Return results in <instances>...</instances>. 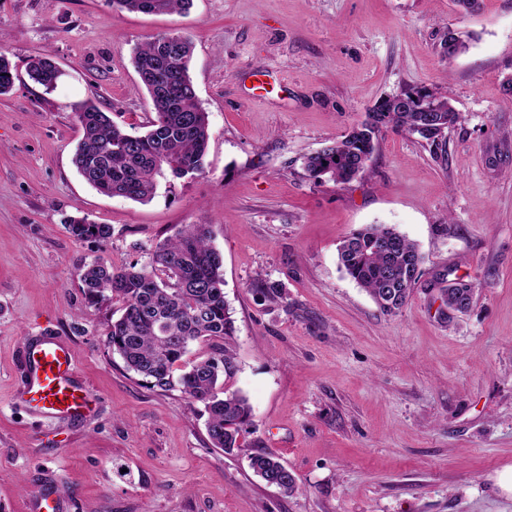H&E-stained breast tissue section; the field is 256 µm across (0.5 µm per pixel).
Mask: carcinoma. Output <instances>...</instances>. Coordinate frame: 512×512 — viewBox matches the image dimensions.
<instances>
[{
  "mask_svg": "<svg viewBox=\"0 0 512 512\" xmlns=\"http://www.w3.org/2000/svg\"><path fill=\"white\" fill-rule=\"evenodd\" d=\"M121 11L162 14L189 9L192 0H109ZM193 43L182 35L161 33L136 47L133 65L146 88L153 116L143 133H129L96 103L76 105L83 136L72 164L99 193L137 202L151 200L161 178L203 173L209 143V115L198 99L190 76ZM26 71L45 91L61 77L48 57H34ZM15 68L0 54V95L14 86ZM458 120L441 89L411 88L385 96L367 118L342 139L305 158L310 179L346 184L368 170L376 146L388 131L427 144H437ZM71 236L101 247L112 237L109 224L86 218L67 224ZM208 224H187L174 236L146 250L147 261L115 267L101 258L83 264L79 281L88 303L112 297L123 301L120 316L108 323L106 345L127 370L152 388L175 387L204 405L211 445L226 453L244 448L252 409L246 397L219 382L236 369L231 350L234 320L224 294V260L211 245ZM340 268L363 288L387 314L397 313L426 275L417 245L386 224H368L346 237L338 248ZM475 288L448 280V300L468 309ZM222 339L221 356L193 362L176 374L177 365L200 339ZM250 467L265 483L286 494L300 489L296 476L271 453L249 457Z\"/></svg>",
  "mask_w": 512,
  "mask_h": 512,
  "instance_id": "1",
  "label": "carcinoma"
}]
</instances>
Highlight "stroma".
I'll return each instance as SVG.
<instances>
[{
    "instance_id": "obj_1",
    "label": "stroma",
    "mask_w": 512,
    "mask_h": 512,
    "mask_svg": "<svg viewBox=\"0 0 512 512\" xmlns=\"http://www.w3.org/2000/svg\"><path fill=\"white\" fill-rule=\"evenodd\" d=\"M467 41L448 56L449 33ZM159 33L194 43L209 114L201 175L161 182L145 204L92 189L71 163L76 103L143 131L149 95L133 49ZM0 50L18 78L0 96V512H512V0H193L145 15L107 0H0ZM46 55L53 92L26 74ZM448 88L459 115L442 142L383 134L369 172L314 183L307 156L381 97ZM112 227L100 247L66 225ZM186 224H208L224 260L236 371L253 426L242 451L212 447L202 404L144 385L105 344L122 303L89 305L94 258L140 260ZM389 224L426 274L396 314L340 270L353 230ZM453 268L475 287L448 310ZM281 286L279 298L262 282ZM50 333L98 398L85 421H49L21 396L20 352ZM272 452L292 495L249 466Z\"/></svg>"
}]
</instances>
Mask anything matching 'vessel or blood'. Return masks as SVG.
<instances>
[{
  "instance_id": "vessel-or-blood-1",
  "label": "vessel or blood",
  "mask_w": 512,
  "mask_h": 512,
  "mask_svg": "<svg viewBox=\"0 0 512 512\" xmlns=\"http://www.w3.org/2000/svg\"><path fill=\"white\" fill-rule=\"evenodd\" d=\"M25 368L23 393L30 407L44 417L78 419L90 411L92 398L76 374L67 343L42 336L22 351Z\"/></svg>"
}]
</instances>
